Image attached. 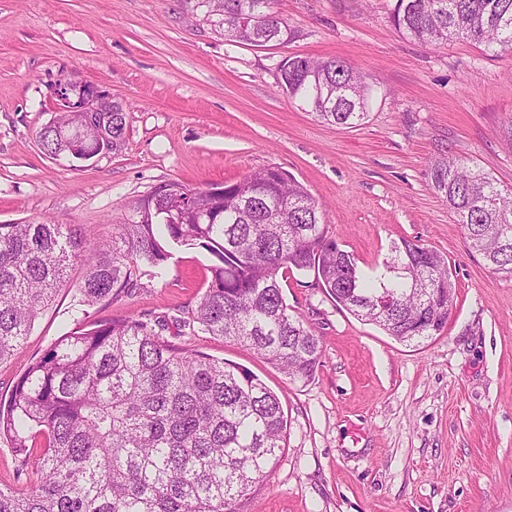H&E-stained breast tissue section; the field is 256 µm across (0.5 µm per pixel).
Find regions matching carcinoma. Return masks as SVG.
Instances as JSON below:
<instances>
[{"instance_id":"1","label":"carcinoma","mask_w":512,"mask_h":512,"mask_svg":"<svg viewBox=\"0 0 512 512\" xmlns=\"http://www.w3.org/2000/svg\"><path fill=\"white\" fill-rule=\"evenodd\" d=\"M229 43L252 47L295 38L271 0H196ZM265 15L259 28L242 23ZM391 22L423 45L456 37L498 53L512 49V0H395ZM278 84L321 120L354 127L368 116L370 87L348 63L311 58L278 70ZM126 107L109 116L57 115L40 132L49 154L118 152ZM434 187L488 268L512 273V189L469 159L429 167ZM322 207L302 184L269 167L228 186L165 183L129 203L112 238L87 248L67 224H0V361L14 355L35 319L68 290L67 268L86 269L72 310L80 315L50 354L32 362L0 403L8 438L35 483L0 489V512H238L241 500L270 485L286 448L280 398L240 367L163 337L169 324L229 340L308 381L320 340L291 313L281 280L313 272L340 307L407 344L442 331L456 301L446 255L407 239L391 245L377 285L328 237ZM212 256L210 281L172 318L138 315L86 322L87 308L118 301L143 276H162L173 246Z\"/></svg>"}]
</instances>
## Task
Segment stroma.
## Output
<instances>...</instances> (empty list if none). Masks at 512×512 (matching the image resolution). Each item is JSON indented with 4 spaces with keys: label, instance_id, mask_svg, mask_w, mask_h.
<instances>
[{
    "label": "stroma",
    "instance_id": "1",
    "mask_svg": "<svg viewBox=\"0 0 512 512\" xmlns=\"http://www.w3.org/2000/svg\"><path fill=\"white\" fill-rule=\"evenodd\" d=\"M193 2L0 0V224H72L92 246L160 184L203 188L276 167L324 206L329 236L362 271L403 238L440 251L457 302L423 343L358 319L298 271L281 285L321 341L310 381L213 336L188 342L259 378L288 420L270 488L241 512H512V275L468 249L427 175L460 155L512 187V51L422 46L392 26L395 0H273L296 38L232 45L193 17ZM297 55L342 58L366 76L362 125L323 123L281 91L275 65ZM72 76L128 112L121 151L75 166L38 142L56 84ZM210 264L205 250L178 248L162 277L91 307L90 318L174 315L205 290ZM71 299L60 292L0 363V397L73 328Z\"/></svg>",
    "mask_w": 512,
    "mask_h": 512
}]
</instances>
